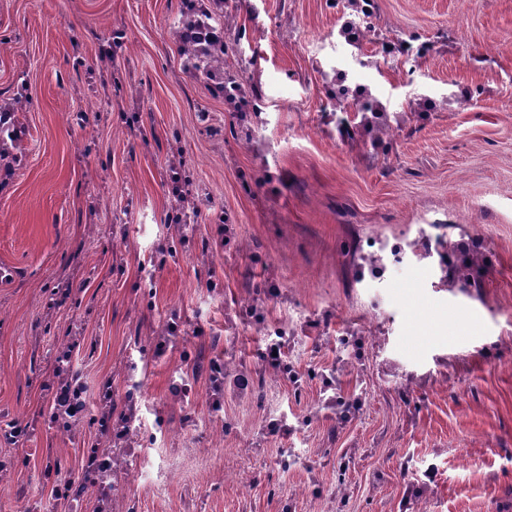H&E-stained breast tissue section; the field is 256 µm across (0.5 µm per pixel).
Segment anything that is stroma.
<instances>
[{"label": "stroma", "instance_id": "1", "mask_svg": "<svg viewBox=\"0 0 512 512\" xmlns=\"http://www.w3.org/2000/svg\"><path fill=\"white\" fill-rule=\"evenodd\" d=\"M224 12L242 113L183 68L180 0H0V102L27 92L0 162V512H97L55 489L105 446L110 512H512V0ZM367 104L396 127L376 144ZM66 351L84 410L56 418ZM486 258L481 247L463 249L448 269V282L463 289L480 287V273L486 265Z\"/></svg>", "mask_w": 512, "mask_h": 512}]
</instances>
